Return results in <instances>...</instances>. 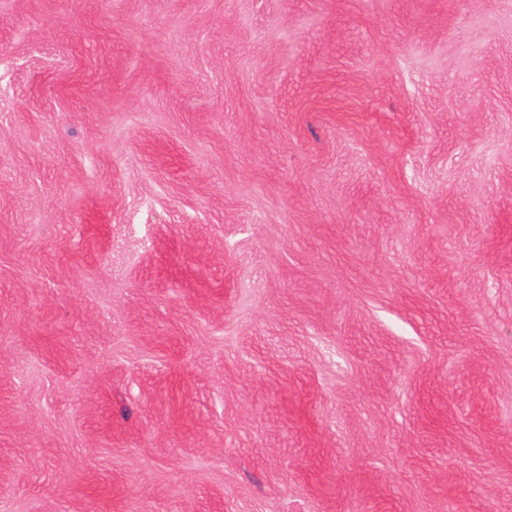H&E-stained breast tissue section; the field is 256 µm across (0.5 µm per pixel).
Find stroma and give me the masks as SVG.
<instances>
[{
    "instance_id": "obj_1",
    "label": "stroma",
    "mask_w": 512,
    "mask_h": 512,
    "mask_svg": "<svg viewBox=\"0 0 512 512\" xmlns=\"http://www.w3.org/2000/svg\"><path fill=\"white\" fill-rule=\"evenodd\" d=\"M0 512H512V0H0Z\"/></svg>"
}]
</instances>
